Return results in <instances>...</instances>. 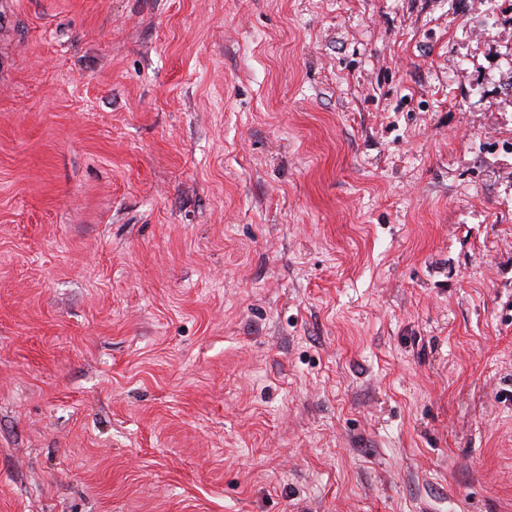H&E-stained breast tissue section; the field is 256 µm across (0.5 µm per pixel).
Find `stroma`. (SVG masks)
<instances>
[{"instance_id":"1","label":"stroma","mask_w":512,"mask_h":512,"mask_svg":"<svg viewBox=\"0 0 512 512\" xmlns=\"http://www.w3.org/2000/svg\"><path fill=\"white\" fill-rule=\"evenodd\" d=\"M0 512H512V0H10Z\"/></svg>"}]
</instances>
